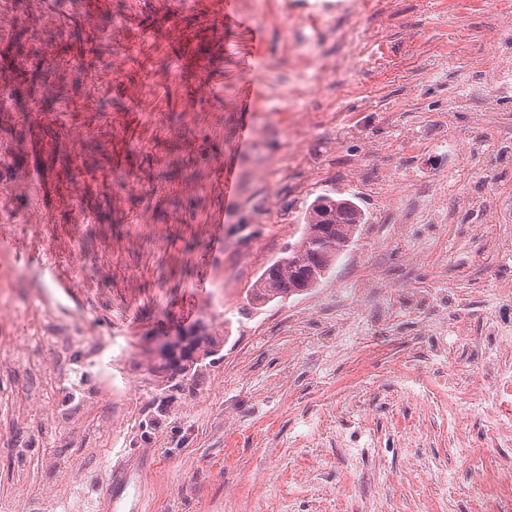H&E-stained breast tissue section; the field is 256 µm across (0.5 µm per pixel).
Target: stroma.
I'll return each instance as SVG.
<instances>
[{
  "label": "stroma",
  "instance_id": "obj_1",
  "mask_svg": "<svg viewBox=\"0 0 512 512\" xmlns=\"http://www.w3.org/2000/svg\"><path fill=\"white\" fill-rule=\"evenodd\" d=\"M224 2L0 0V512H512V95L462 101L512 29L488 0H390L376 32L326 0ZM323 195L364 224L314 288L253 308ZM489 195L494 224L469 205ZM35 297L132 387L100 402L74 351L100 406L64 432L68 389L9 353ZM198 322L218 355L155 390V337Z\"/></svg>",
  "mask_w": 512,
  "mask_h": 512
}]
</instances>
